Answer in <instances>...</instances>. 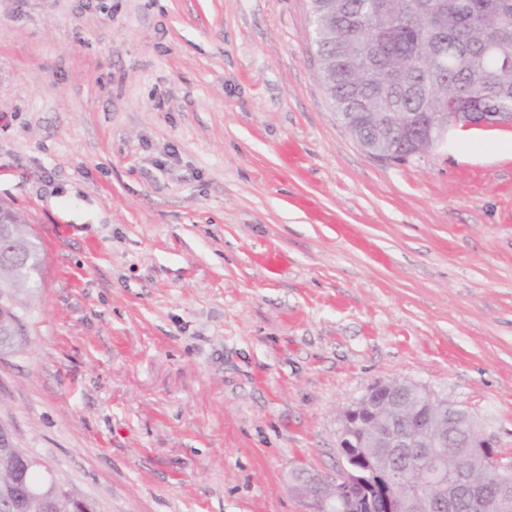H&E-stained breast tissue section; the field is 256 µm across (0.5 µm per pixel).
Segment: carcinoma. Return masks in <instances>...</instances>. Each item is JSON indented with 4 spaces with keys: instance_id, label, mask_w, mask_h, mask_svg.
Segmentation results:
<instances>
[{
    "instance_id": "cac0c4a2",
    "label": "carcinoma",
    "mask_w": 512,
    "mask_h": 512,
    "mask_svg": "<svg viewBox=\"0 0 512 512\" xmlns=\"http://www.w3.org/2000/svg\"><path fill=\"white\" fill-rule=\"evenodd\" d=\"M512 0H459L441 20L438 45L428 35L429 21L414 0H310L311 43L320 59V79L342 120L375 133L378 112H441L448 90L478 93L481 107L512 113V71L496 70V55L486 51L500 29L512 30ZM9 263H0V351L15 350L26 335L23 295L41 276L42 258L28 224L18 218L14 236L4 248ZM355 481L339 495L349 512H382L385 481L380 469L397 456L413 466L424 464L419 448H349ZM462 449L445 455L447 479L439 489L458 500V512H470L456 485L457 458ZM24 450L0 447V489L17 480L31 489L47 483L35 478L34 466L21 462ZM464 472L473 481L486 480L484 461L471 458ZM22 512H73L58 499L53 510L40 500L27 502Z\"/></svg>"
}]
</instances>
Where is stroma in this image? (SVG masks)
<instances>
[{
  "instance_id": "1",
  "label": "stroma",
  "mask_w": 512,
  "mask_h": 512,
  "mask_svg": "<svg viewBox=\"0 0 512 512\" xmlns=\"http://www.w3.org/2000/svg\"><path fill=\"white\" fill-rule=\"evenodd\" d=\"M318 71L309 0H0V424L94 512H316L378 381L512 459V129L382 163ZM0 208L16 214L19 222L12 224L14 236L9 245H1L11 263H0V351L11 352L26 335L22 296L35 287V277L40 278L42 258L28 231L29 224L10 207L1 204Z\"/></svg>"
}]
</instances>
